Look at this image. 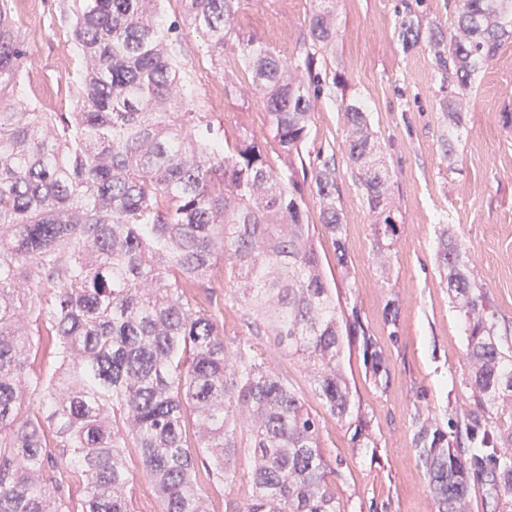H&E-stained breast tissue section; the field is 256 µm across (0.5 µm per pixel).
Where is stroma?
Returning a JSON list of instances; mask_svg holds the SVG:
<instances>
[{
  "mask_svg": "<svg viewBox=\"0 0 512 512\" xmlns=\"http://www.w3.org/2000/svg\"><path fill=\"white\" fill-rule=\"evenodd\" d=\"M406 6L422 31H446L453 24L452 0H337L336 49L326 61L327 77L335 85L315 111L307 145L311 157L336 161L354 278L344 279L312 199L309 221L323 267L336 281L340 303L359 307L390 369L388 387L379 388L361 347L354 343L344 350L355 405L371 420L368 447H357L352 429L326 412L303 367L277 351L269 353L271 364L320 419L324 447L339 465L335 491L342 512H434L413 453L415 418L428 412L450 424L470 397L464 322L440 282L441 226L466 243L473 272L487 284L500 323L512 327V38L464 88L465 106L454 127L439 108L440 77L427 41L409 48L399 35L398 12ZM309 10V0H240L235 24L241 34L290 60L307 33ZM14 15L28 50L24 99L43 112L73 111L69 78L76 60L63 0H15ZM179 49L195 87L192 106L208 113L225 146H233L242 129L265 138L263 98L229 91L197 34L185 32ZM345 94L369 113L383 159L394 173L393 199L403 224L386 271L372 248L371 216L344 152ZM385 275L390 285L383 288L379 282ZM193 293L223 325L226 342L249 339L238 305L224 296L223 268ZM390 301L398 310L394 331L385 320Z\"/></svg>",
  "mask_w": 512,
  "mask_h": 512,
  "instance_id": "obj_1",
  "label": "stroma"
}]
</instances>
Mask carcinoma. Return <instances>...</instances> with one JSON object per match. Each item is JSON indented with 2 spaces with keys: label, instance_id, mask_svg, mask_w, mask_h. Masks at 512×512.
Listing matches in <instances>:
<instances>
[{
  "label": "carcinoma",
  "instance_id": "cac0c4a2",
  "mask_svg": "<svg viewBox=\"0 0 512 512\" xmlns=\"http://www.w3.org/2000/svg\"><path fill=\"white\" fill-rule=\"evenodd\" d=\"M73 112H38L16 97L27 51L12 0H0V512H71L56 459L81 479L80 512H134L128 449L137 450L160 512H209L197 467L224 483V512H341L336 465L320 421L270 368L261 346L224 342V328L191 288L224 264L225 292L252 334L308 371L326 410L369 443L343 373L344 337L362 347L374 384L389 368L357 306L344 309L325 275L308 220L316 197L338 265L351 275L335 161L305 163L336 46V0H310L296 60L240 36L239 0H179L183 26L162 0H70ZM449 32L430 46L443 111L460 86L512 37V0H454ZM403 42L418 38L405 6ZM201 36L224 65L237 44L248 89L262 95L282 166L245 130L234 147L192 112L178 50ZM345 154L371 213L373 249L386 263L403 223L392 176L363 108L344 109ZM441 283L463 312L471 389L468 444L433 415H417L413 450L436 512H469L476 487L512 512V348L466 244L441 228ZM48 336L55 359L31 360Z\"/></svg>",
  "mask_w": 512,
  "mask_h": 512
}]
</instances>
